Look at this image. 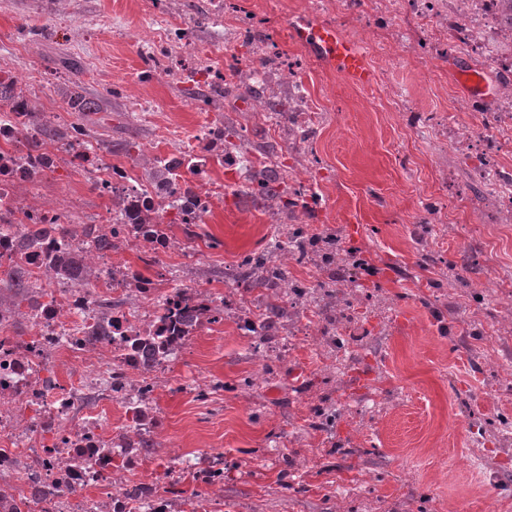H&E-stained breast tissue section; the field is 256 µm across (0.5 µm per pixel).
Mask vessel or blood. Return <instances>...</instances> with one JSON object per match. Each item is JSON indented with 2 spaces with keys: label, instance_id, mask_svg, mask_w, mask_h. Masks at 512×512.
I'll return each instance as SVG.
<instances>
[{
  "label": "vessel or blood",
  "instance_id": "obj_1",
  "mask_svg": "<svg viewBox=\"0 0 512 512\" xmlns=\"http://www.w3.org/2000/svg\"><path fill=\"white\" fill-rule=\"evenodd\" d=\"M297 35L317 47L330 67L351 82L359 85L371 82L372 72L364 52L354 42L344 38L334 26L321 25L308 30L301 29Z\"/></svg>",
  "mask_w": 512,
  "mask_h": 512
}]
</instances>
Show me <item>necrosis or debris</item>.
<instances>
[{"mask_svg":"<svg viewBox=\"0 0 512 512\" xmlns=\"http://www.w3.org/2000/svg\"><path fill=\"white\" fill-rule=\"evenodd\" d=\"M499 0H374L375 29L388 31L396 4H403L414 23L428 29L435 48L463 45L477 53L503 77L512 76V56L489 52L494 35L512 40L504 27ZM168 23L148 46L167 77L194 78L202 85L247 81L271 88L287 80L293 68L273 49L251 61L228 62L216 68L188 60L190 27L182 9L165 0ZM229 0H206L204 19L234 45L253 35L258 17L238 12L225 23ZM298 102L294 111L272 115L274 125L286 129L288 142L301 139L322 118L321 110L292 84ZM477 127L455 120L443 123V135L472 174L490 185L507 222H512V166L501 155L512 149V90L501 95L496 109L472 102ZM36 126L12 122L0 125V272L11 264L24 265L30 281L46 292V299L28 311L31 334L13 335L11 308L0 304V482L11 483L16 495L0 496V512H177L173 499L154 487L146 499L127 497L125 474L150 467L140 442L157 443L160 418L153 400L167 365L176 360L193 334L177 322L176 312L188 308L202 321L224 310V296L195 283L171 286L141 276L138 269L118 260L117 254L133 244H146L154 260H163L171 247L164 239L170 218L186 224L205 223L213 196L200 193L184 174L186 153L171 156L175 179L159 191L136 180L126 168H105L102 159L81 148L67 154L46 153L43 163L31 164L26 151L15 149L21 136H36ZM211 153L223 154L225 168L250 181L265 161L246 142L224 150L217 129L202 137ZM78 160L97 175L98 187L112 199V216L99 229L109 248L96 251L91 285L81 286L52 278L43 262L44 249L89 248L90 237L67 233L66 215L54 206L27 207L16 200L20 181L50 174L63 159ZM150 203L153 223L141 224L137 214ZM32 224L55 225L43 247L19 253L16 242ZM116 293L131 294L134 305L108 307L104 301ZM125 412L113 421V408ZM218 451L201 450L196 456L170 459L173 472H189L205 489L196 512H215L211 490L219 486L215 473Z\"/></svg>","mask_w":512,"mask_h":512,"instance_id":"obj_1","label":"necrosis or debris"}]
</instances>
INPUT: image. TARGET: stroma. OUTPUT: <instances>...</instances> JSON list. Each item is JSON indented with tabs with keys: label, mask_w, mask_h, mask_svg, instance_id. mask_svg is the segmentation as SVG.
Listing matches in <instances>:
<instances>
[{
	"label": "stroma",
	"mask_w": 512,
	"mask_h": 512,
	"mask_svg": "<svg viewBox=\"0 0 512 512\" xmlns=\"http://www.w3.org/2000/svg\"><path fill=\"white\" fill-rule=\"evenodd\" d=\"M241 2L261 16L283 58L301 61L297 78L324 113L309 141L323 199L314 229H339L377 273L359 293L339 370L320 303L289 307L293 335L283 350L244 335L229 317L201 326L158 385L162 445L147 479L164 481L170 454L216 448L222 512H512V434L495 428L498 417L512 419V224L462 210L457 195L474 193L464 162L444 145L440 127L414 134L396 112L402 101L473 123L474 96L454 76L472 60L456 47L421 62L423 35L401 13L397 64L387 67L383 43L367 35V0L333 12L307 10L302 0ZM166 22L161 5L148 0H0V72L23 78L37 113L63 126L85 124L106 141L107 166L139 177L153 158L195 145L214 125L277 152L286 166L305 164L264 113L220 95L203 108L194 86L144 78L145 47ZM63 24L73 27L72 40H57ZM306 24H331L357 41L374 82L358 87L331 71L313 45L296 39ZM75 93L94 111H75ZM129 141L137 150H125ZM203 187L224 195L206 223L170 225L174 245L155 275L233 301L266 300L267 291L244 288L233 274L277 234L270 210L221 166ZM16 196L25 206L65 203L80 219L112 207L76 164L21 183ZM429 202L436 210L424 234L416 226ZM191 250L203 253L202 265L189 262ZM426 254L442 257L446 270L427 268ZM462 278L468 287L459 286ZM266 364L272 374H262ZM194 372L210 380L206 393L186 385ZM318 408L333 416L328 427H310Z\"/></svg>",
	"instance_id": "stroma-1"
}]
</instances>
